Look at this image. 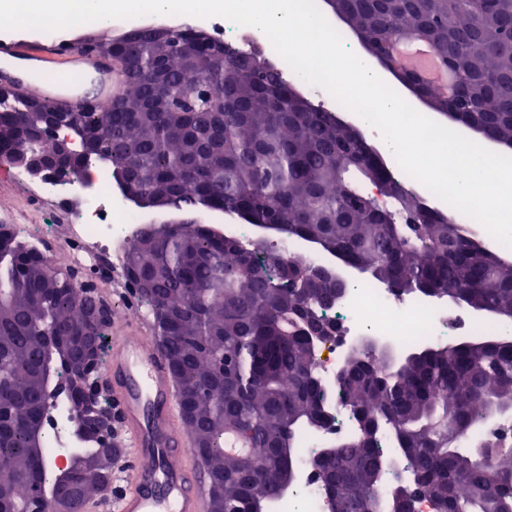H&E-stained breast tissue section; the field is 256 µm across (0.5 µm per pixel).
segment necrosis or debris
Instances as JSON below:
<instances>
[{"label": "necrosis or debris", "mask_w": 512, "mask_h": 512, "mask_svg": "<svg viewBox=\"0 0 512 512\" xmlns=\"http://www.w3.org/2000/svg\"><path fill=\"white\" fill-rule=\"evenodd\" d=\"M217 43L247 52H258L272 60L282 78L294 77V70L274 50L264 33L250 26H238L213 17L209 20ZM40 194L67 202L80 198L76 210L66 213L69 234L63 251L69 266L95 272L102 287L119 288L125 282L128 249L139 232L140 216L123 192L112 183L107 164L99 158L87 159L84 171L74 179L47 176L39 184ZM337 334L319 345V371L324 382L335 385L347 354L365 338L385 341L398 349L413 342L439 340L450 336H479L487 331L512 334V327L490 326L487 320L466 311L422 298H398L388 289L366 282L349 288L342 300L325 313ZM48 437L47 467L59 472V460L70 446V417L65 399H57L43 420ZM354 423L340 409L332 410L325 427L305 433L298 448L302 477L287 492L273 500L269 512H333L334 500L310 467V459L336 438L349 435Z\"/></svg>", "instance_id": "obj_1"}]
</instances>
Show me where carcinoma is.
I'll use <instances>...</instances> for the list:
<instances>
[{
  "instance_id": "cac0c4a2",
  "label": "carcinoma",
  "mask_w": 512,
  "mask_h": 512,
  "mask_svg": "<svg viewBox=\"0 0 512 512\" xmlns=\"http://www.w3.org/2000/svg\"><path fill=\"white\" fill-rule=\"evenodd\" d=\"M366 50L435 112L454 114L482 140L512 143V0H326ZM428 42L455 72L452 96L396 70L397 36ZM195 31L135 30L99 44L124 66L122 88L106 112H70L72 129L95 142L110 176L177 209L202 206L302 240L360 267L398 297L422 295L471 309L512 310V263L466 225L426 207L390 171L364 154L366 141L336 113L313 108L276 70L232 47L199 51ZM200 52L195 70L183 57ZM33 99L16 95L0 112L14 137L39 120ZM377 189L379 196L369 192ZM126 256L127 277L153 318L155 337L183 390L181 418L203 453L208 512H264L288 490L298 440L329 420L333 402L356 422L347 440L322 449L335 512H411L419 492L437 512H512V455L488 443L465 448L448 429L484 428L512 407V352L419 343L397 355L356 350L336 387L318 375L307 319L333 305L336 289L318 283L302 254L257 239L244 245L201 224L183 223ZM13 245L0 247V512L31 505L47 489L42 419L52 368L76 372L71 348L50 361L40 330L78 336L83 308L103 305L91 289L84 307L58 269ZM391 430L410 459L413 485L377 495L379 433ZM234 434L258 462L224 451ZM79 448L65 477L90 481L95 436L77 427Z\"/></svg>"
}]
</instances>
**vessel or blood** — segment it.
I'll return each mask as SVG.
<instances>
[{"label":"vessel or blood","mask_w":512,"mask_h":512,"mask_svg":"<svg viewBox=\"0 0 512 512\" xmlns=\"http://www.w3.org/2000/svg\"><path fill=\"white\" fill-rule=\"evenodd\" d=\"M0 60L9 64L0 76L17 88L40 76V97L57 109L88 112L115 92L117 64L103 51L1 41ZM112 342L113 400L129 448L122 494L94 503L95 512H204L205 483L181 452L185 438L161 349L145 324L122 309L112 315Z\"/></svg>","instance_id":"1"}]
</instances>
